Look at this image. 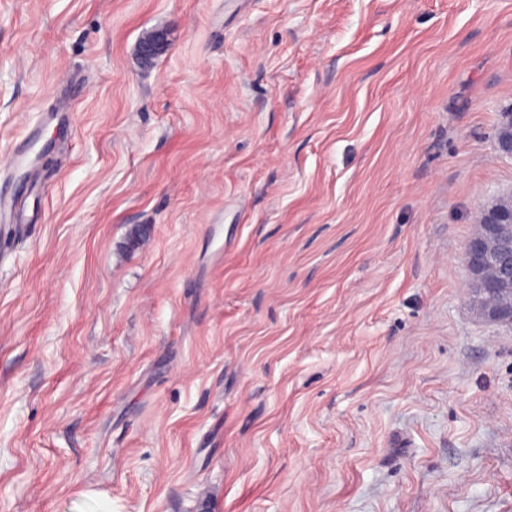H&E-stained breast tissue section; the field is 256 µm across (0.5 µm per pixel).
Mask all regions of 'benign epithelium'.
I'll return each mask as SVG.
<instances>
[{
	"instance_id": "1",
	"label": "benign epithelium",
	"mask_w": 512,
	"mask_h": 512,
	"mask_svg": "<svg viewBox=\"0 0 512 512\" xmlns=\"http://www.w3.org/2000/svg\"><path fill=\"white\" fill-rule=\"evenodd\" d=\"M168 47V36L156 31L143 37L137 47L138 56L150 65ZM497 151L512 157V114H506L496 136ZM476 230L466 241L463 256L470 278L487 284L486 294L475 300L478 313L485 319L512 323V289L499 284L512 282V198L499 199L481 209L476 217Z\"/></svg>"
}]
</instances>
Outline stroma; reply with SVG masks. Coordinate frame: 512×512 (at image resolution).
Returning <instances> with one entry per match:
<instances>
[{"label": "stroma", "mask_w": 512, "mask_h": 512, "mask_svg": "<svg viewBox=\"0 0 512 512\" xmlns=\"http://www.w3.org/2000/svg\"><path fill=\"white\" fill-rule=\"evenodd\" d=\"M511 110L512 0H0V512H512ZM168 36L164 31H156L143 37L137 47L138 56L144 65H150L168 47ZM476 230L466 241L463 256L470 278L487 284V294L478 296L475 305L485 319L512 323V289L498 288L512 282V198L499 199L481 209Z\"/></svg>", "instance_id": "obj_1"}]
</instances>
